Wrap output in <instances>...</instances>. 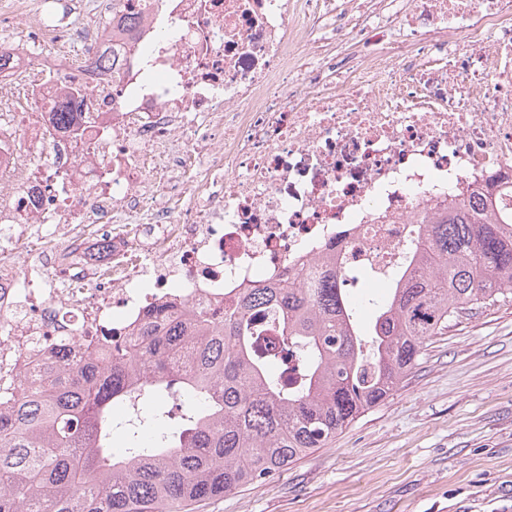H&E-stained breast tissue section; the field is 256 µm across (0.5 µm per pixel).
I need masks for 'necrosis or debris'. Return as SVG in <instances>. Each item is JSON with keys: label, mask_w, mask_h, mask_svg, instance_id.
I'll return each instance as SVG.
<instances>
[{"label": "necrosis or debris", "mask_w": 512, "mask_h": 512, "mask_svg": "<svg viewBox=\"0 0 512 512\" xmlns=\"http://www.w3.org/2000/svg\"><path fill=\"white\" fill-rule=\"evenodd\" d=\"M10 48L46 164L0 77L2 382L330 257L387 283L458 192L512 217V0H54Z\"/></svg>", "instance_id": "1"}]
</instances>
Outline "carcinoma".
Here are the masks:
<instances>
[{
    "instance_id": "cac0c4a2",
    "label": "carcinoma",
    "mask_w": 512,
    "mask_h": 512,
    "mask_svg": "<svg viewBox=\"0 0 512 512\" xmlns=\"http://www.w3.org/2000/svg\"><path fill=\"white\" fill-rule=\"evenodd\" d=\"M71 99L52 115L69 128ZM418 273L397 274L383 298L353 299L336 266L310 284L247 288L217 319L189 330L148 316L141 342L103 358L68 354L43 377L18 378L0 405V512H181L266 479L323 448L383 402L417 365L425 340L512 296V220L493 193L448 201L422 225ZM301 360L292 383L269 370L253 313ZM193 337L188 369L168 354ZM154 412L124 428L112 406L134 396ZM184 399L176 423L161 405ZM124 428L128 453H112Z\"/></svg>"
}]
</instances>
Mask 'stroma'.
<instances>
[{
    "mask_svg": "<svg viewBox=\"0 0 512 512\" xmlns=\"http://www.w3.org/2000/svg\"><path fill=\"white\" fill-rule=\"evenodd\" d=\"M198 512H512V302L428 341L333 444Z\"/></svg>",
    "mask_w": 512,
    "mask_h": 512,
    "instance_id": "stroma-1",
    "label": "stroma"
}]
</instances>
